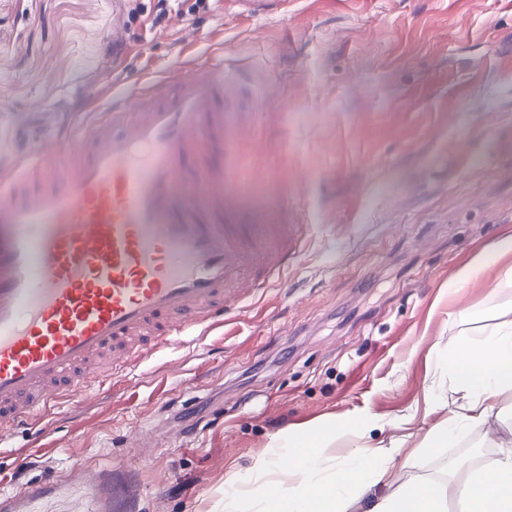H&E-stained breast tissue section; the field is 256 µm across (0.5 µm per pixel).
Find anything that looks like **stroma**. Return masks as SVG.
<instances>
[{
  "instance_id": "obj_1",
  "label": "stroma",
  "mask_w": 512,
  "mask_h": 512,
  "mask_svg": "<svg viewBox=\"0 0 512 512\" xmlns=\"http://www.w3.org/2000/svg\"><path fill=\"white\" fill-rule=\"evenodd\" d=\"M157 0H0V156L99 120L87 96L172 56L223 48L240 70L238 221H303L282 284L226 327L112 376L88 407L0 444V512H224L273 436L362 412L331 451L397 446V475L447 477L492 454L512 413L421 460L448 416L429 394L448 341L512 306V257L456 272L512 231V0H288L252 18L171 14Z\"/></svg>"
}]
</instances>
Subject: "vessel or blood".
<instances>
[{
    "label": "vessel or blood",
    "mask_w": 512,
    "mask_h": 512,
    "mask_svg": "<svg viewBox=\"0 0 512 512\" xmlns=\"http://www.w3.org/2000/svg\"><path fill=\"white\" fill-rule=\"evenodd\" d=\"M238 81L223 51L162 78L91 90L108 120L73 160L49 140L0 167V439L48 434L62 401L97 398L241 303L281 284L304 244L287 224L240 233V167L215 164L248 131L225 123Z\"/></svg>",
    "instance_id": "b4317fda"
}]
</instances>
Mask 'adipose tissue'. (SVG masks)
Returning <instances> with one entry per match:
<instances>
[{
    "mask_svg": "<svg viewBox=\"0 0 512 512\" xmlns=\"http://www.w3.org/2000/svg\"><path fill=\"white\" fill-rule=\"evenodd\" d=\"M506 314L492 309L494 325L449 340L445 370L458 403L431 430L422 454L512 410V320ZM368 428L355 416L275 438L256 459L249 482L226 478L224 512H448L452 502L463 512H512V437L448 479L402 480L393 473L394 449L330 453L338 431L362 435Z\"/></svg>",
    "mask_w": 512,
    "mask_h": 512,
    "instance_id": "1",
    "label": "adipose tissue"
}]
</instances>
